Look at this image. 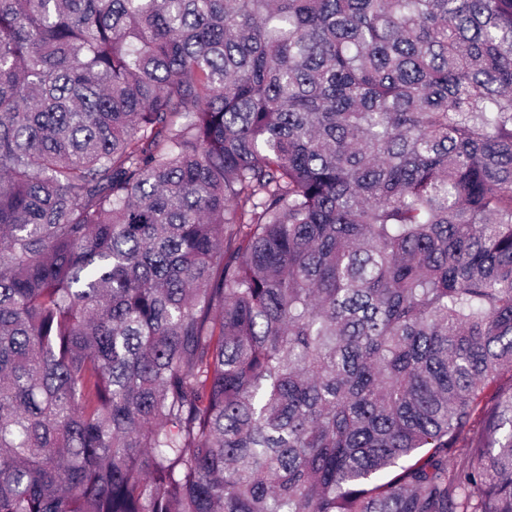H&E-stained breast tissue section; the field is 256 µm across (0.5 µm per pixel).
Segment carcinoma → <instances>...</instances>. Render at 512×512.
Listing matches in <instances>:
<instances>
[{
  "instance_id": "cac0c4a2",
  "label": "carcinoma",
  "mask_w": 512,
  "mask_h": 512,
  "mask_svg": "<svg viewBox=\"0 0 512 512\" xmlns=\"http://www.w3.org/2000/svg\"><path fill=\"white\" fill-rule=\"evenodd\" d=\"M506 373L512 0H0V512H512Z\"/></svg>"
}]
</instances>
